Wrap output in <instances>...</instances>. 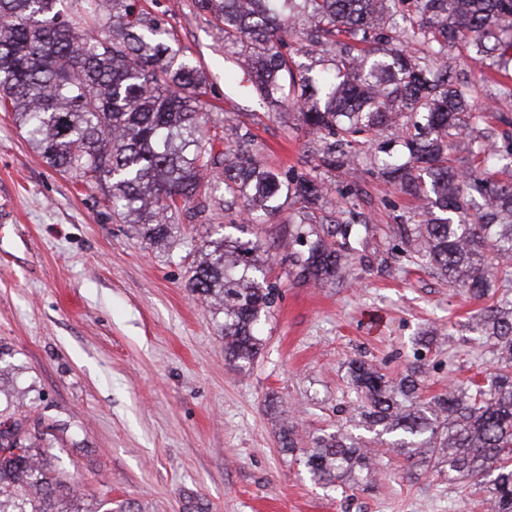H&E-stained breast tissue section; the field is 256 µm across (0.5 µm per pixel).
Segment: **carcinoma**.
Here are the masks:
<instances>
[{
  "label": "carcinoma",
  "instance_id": "cac0c4a2",
  "mask_svg": "<svg viewBox=\"0 0 512 512\" xmlns=\"http://www.w3.org/2000/svg\"><path fill=\"white\" fill-rule=\"evenodd\" d=\"M78 5L90 25L68 11ZM224 32V43L249 40V77L267 105L297 107L303 127L334 138L321 162L341 167L387 128L403 151L383 150L378 174L425 201L423 219L401 225L417 257L474 298L489 294L483 258L512 271V183L492 181L512 164V133L481 144L454 165L452 138L476 128L474 85L451 80L449 51L498 73L512 71V0H193ZM333 47L330 66L300 67L283 52L286 39ZM199 69L173 46L163 19L138 0H0V107L12 113L34 151L55 170L102 191L112 216L159 245L171 236L178 204L199 182L224 184L258 223L293 196L309 207L324 183L309 173L267 168L248 152L216 169L209 113L198 103ZM368 232L336 225L325 232L305 215L289 225L285 249L299 247V275L325 282L342 255L333 236ZM262 245L223 236L193 263L192 291L223 316L224 357L239 370L260 354L259 334L275 288L266 279ZM473 330L496 353V371L429 399L418 397L415 373L389 380L373 366L349 363L358 405L354 416L391 448L434 456L448 479L467 478L488 512H512V315L491 305ZM378 442L341 430L315 436L300 462L322 485L360 487ZM53 441L12 413L0 426V512H87L81 493L51 469Z\"/></svg>",
  "mask_w": 512,
  "mask_h": 512
}]
</instances>
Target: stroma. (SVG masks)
<instances>
[{
  "instance_id": "35a3bbf8",
  "label": "stroma",
  "mask_w": 512,
  "mask_h": 512,
  "mask_svg": "<svg viewBox=\"0 0 512 512\" xmlns=\"http://www.w3.org/2000/svg\"><path fill=\"white\" fill-rule=\"evenodd\" d=\"M141 4L199 64L216 152L245 146L272 170L317 171L326 188L317 225L353 211L370 232L347 238L336 278L306 281L278 246L299 203L280 199L278 212L249 225L242 200L203 185L173 216L169 245L156 247L113 219L101 191L44 163L0 109V361L12 366L0 409L51 424L54 466L88 508L105 495L114 512H481L424 456L385 448L368 484H316L282 450L280 430L292 427L305 448L347 425L352 358L393 379L420 368L425 399L480 379L493 353L471 317L512 301V276L496 275L484 299L450 286L402 243L397 227L421 220V202L372 169L377 145L351 165L320 167L324 140L295 108L271 110L244 93L248 74L227 61L208 15L191 0ZM455 71L481 85L484 126L502 131L512 96L495 73L469 60ZM220 232L261 240L279 290L244 371L225 361L219 319L187 286L191 261Z\"/></svg>"
}]
</instances>
